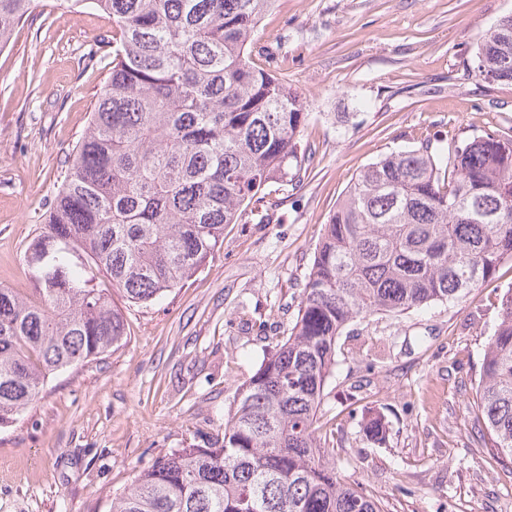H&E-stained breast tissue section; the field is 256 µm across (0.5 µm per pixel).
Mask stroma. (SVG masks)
I'll list each match as a JSON object with an SVG mask.
<instances>
[{"label":"stroma","mask_w":512,"mask_h":512,"mask_svg":"<svg viewBox=\"0 0 512 512\" xmlns=\"http://www.w3.org/2000/svg\"><path fill=\"white\" fill-rule=\"evenodd\" d=\"M512 0H277L254 34L304 98L311 149L268 218L224 228L183 287L125 311L126 341L60 372L0 430V512H107L160 455L216 432L263 352L287 336L315 247L355 175L431 136L512 137V84L479 75ZM112 20L36 0L0 47V286H33L25 251L107 81ZM512 261L461 300L352 323L324 388L322 433L386 512H512V462L471 428L473 383ZM382 416L374 442L366 422Z\"/></svg>","instance_id":"1"}]
</instances>
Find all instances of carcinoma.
Masks as SVG:
<instances>
[{
	"label": "carcinoma",
	"mask_w": 512,
	"mask_h": 512,
	"mask_svg": "<svg viewBox=\"0 0 512 512\" xmlns=\"http://www.w3.org/2000/svg\"><path fill=\"white\" fill-rule=\"evenodd\" d=\"M112 18L109 78L25 253L33 296L0 287V428L50 376L122 344L110 290L148 304L224 244L310 156L302 96L253 59L276 0H72ZM33 0H0V43ZM477 69L512 83V16ZM512 261V138L431 140L363 168L324 225L289 335L238 387L220 432L157 458L108 512H384L322 442L336 340L355 320L459 300ZM473 426L512 461V287L487 342Z\"/></svg>",
	"instance_id": "cac0c4a2"
}]
</instances>
